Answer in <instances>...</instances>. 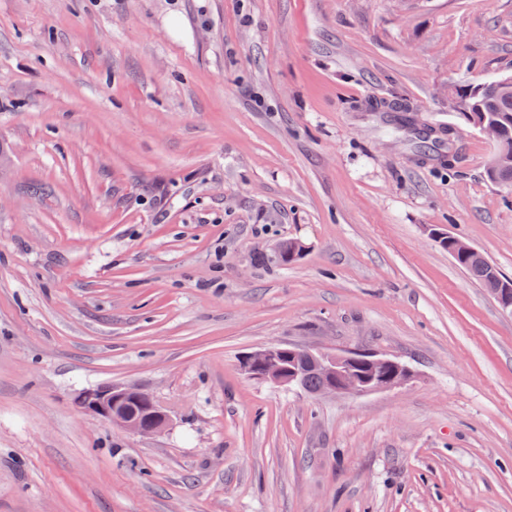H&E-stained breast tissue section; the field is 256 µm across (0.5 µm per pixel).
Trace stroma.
<instances>
[{
    "mask_svg": "<svg viewBox=\"0 0 512 512\" xmlns=\"http://www.w3.org/2000/svg\"><path fill=\"white\" fill-rule=\"evenodd\" d=\"M503 70L512 0H0V512H512V316L429 234L512 278L448 96ZM271 345L414 377L313 397ZM298 352L301 353L297 357L300 362L303 356L302 350L298 351L297 348H290V346L287 350L283 346L272 345L245 356L242 361V370L249 377H259L278 384L290 385L296 380L298 370L294 367H287L283 363L287 357V363H292ZM86 414L137 435H153L170 422L169 415L144 390L137 387L104 386L82 391L75 399Z\"/></svg>",
    "mask_w": 512,
    "mask_h": 512,
    "instance_id": "35a3bbf8",
    "label": "stroma"
}]
</instances>
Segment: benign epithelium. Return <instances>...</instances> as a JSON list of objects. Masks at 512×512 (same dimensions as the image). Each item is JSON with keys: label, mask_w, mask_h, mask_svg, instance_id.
Listing matches in <instances>:
<instances>
[{"label": "benign epithelium", "mask_w": 512, "mask_h": 512, "mask_svg": "<svg viewBox=\"0 0 512 512\" xmlns=\"http://www.w3.org/2000/svg\"><path fill=\"white\" fill-rule=\"evenodd\" d=\"M298 349L272 345L243 358L242 370L250 377L290 385L298 375L294 367L284 365L293 360ZM315 367L325 382L320 395H361L404 386L411 370L401 362L359 353L311 354ZM86 414L109 422L113 426L137 435H153L170 422L169 415L144 390L137 387L104 386L82 391L75 399Z\"/></svg>", "instance_id": "obj_1"}]
</instances>
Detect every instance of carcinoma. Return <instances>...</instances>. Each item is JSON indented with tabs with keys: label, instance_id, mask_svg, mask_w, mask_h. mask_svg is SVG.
I'll return each instance as SVG.
<instances>
[{
	"label": "carcinoma",
	"instance_id": "cac0c4a2",
	"mask_svg": "<svg viewBox=\"0 0 512 512\" xmlns=\"http://www.w3.org/2000/svg\"><path fill=\"white\" fill-rule=\"evenodd\" d=\"M480 100L483 102L484 111L471 115L462 113L466 120L485 118L500 123L503 127V135L495 152L486 165L487 179L500 186L512 187V93H504L497 84L487 83L483 89ZM439 246L448 251V255L454 257L456 264L469 274L475 281L487 290L490 295L496 294V288L500 284L508 282L498 269L482 254H469L456 256L453 240L439 242ZM322 387L321 374L312 369L304 371L298 388L305 393L315 396Z\"/></svg>",
	"mask_w": 512,
	"mask_h": 512
}]
</instances>
